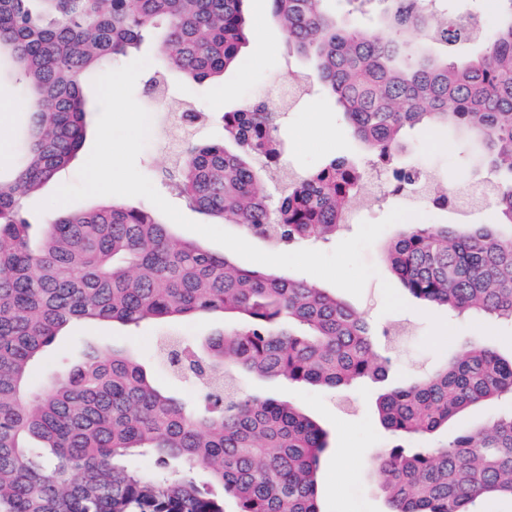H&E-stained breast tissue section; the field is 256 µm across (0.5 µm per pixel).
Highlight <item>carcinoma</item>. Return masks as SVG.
Masks as SVG:
<instances>
[{
  "label": "carcinoma",
  "mask_w": 512,
  "mask_h": 512,
  "mask_svg": "<svg viewBox=\"0 0 512 512\" xmlns=\"http://www.w3.org/2000/svg\"><path fill=\"white\" fill-rule=\"evenodd\" d=\"M373 1L384 5L387 38L336 15L334 0H270L288 45L309 62L297 79L333 100L371 170L393 169L390 195L422 182L403 160L407 131L456 132L472 176L492 186L495 224L512 228V0H492L495 22L478 35L448 0H354L356 12ZM245 2L0 0V59L12 60L30 114L27 146L5 163L11 177L0 176V512H322L328 432L289 402L242 395L238 378L329 389L388 378L392 358L377 346L394 332L323 288L177 238L149 209L66 210L38 236L24 215L21 195L85 141L86 80L151 34L164 70L220 81L246 39ZM464 44L478 51L461 57ZM286 107L268 100L223 113L220 140L175 150V184L196 211L231 216L265 241H326L348 223L365 170L342 158L284 174ZM455 200L431 178L426 207ZM385 261L414 298L512 325V233L466 219L411 224ZM217 313L235 327L203 351L175 336L161 344V357L201 377L194 401L160 388L150 364L91 343L64 377L33 382V362L74 322ZM491 400L507 411L414 446ZM376 406L397 439L374 463L387 512H484L485 498L512 500V357L466 342L429 375L386 387Z\"/></svg>",
  "instance_id": "obj_1"
}]
</instances>
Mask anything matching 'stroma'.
Wrapping results in <instances>:
<instances>
[{
	"label": "stroma",
	"mask_w": 512,
	"mask_h": 512,
	"mask_svg": "<svg viewBox=\"0 0 512 512\" xmlns=\"http://www.w3.org/2000/svg\"><path fill=\"white\" fill-rule=\"evenodd\" d=\"M247 11L251 23L249 42L235 65L225 73L223 85H198L176 75L168 78L170 97L193 109L186 132L194 140L203 141L219 133L222 112L268 100L270 87L287 83L289 78L308 68L307 62L289 49L284 33L273 20L269 0H249ZM140 54L149 58L150 64L136 81L134 97L150 113L152 123L147 144L137 158V167L187 218L206 223V216L197 212L169 179L172 168L169 142L173 128L152 89L160 69L158 54L148 44L141 48ZM280 135L286 147L281 167L287 171L301 172L334 157L360 154L341 114L317 92L303 97L286 112L280 122ZM451 144L448 135L415 130L405 139V156L422 173L438 175L462 187L470 180L469 172L452 153ZM397 207L414 210L418 204L409 198L391 197L383 188L366 184L357 209L339 234L340 239L354 236L361 222L381 221ZM402 229L399 223L387 227L365 251V261L376 268L377 274L367 281L362 295L356 297L346 292L341 295L353 310L371 321L386 327H406V336L387 346L394 362L393 377L398 382L435 369L455 356L456 348L444 345L446 336L461 342L477 339L494 348L498 345V335L512 331V326L504 321L458 315L410 299L384 262L385 245ZM231 326V321L220 315L149 322L133 329L118 323L78 324L65 331L53 350L35 362L33 376L37 385H47L68 369L78 341L103 338L152 363L161 383L173 387L182 397L193 399L199 393L194 380L174 377L156 364L161 337L176 336L193 347L204 337ZM242 390L248 395L269 394L289 400L329 431L330 447L319 470L323 512H386L385 497L375 483L374 463L392 446L394 439L378 420L377 385L366 383L329 390L248 380L243 382ZM344 452L349 455V465L346 471L340 472L336 464Z\"/></svg>",
	"instance_id": "obj_1"
}]
</instances>
